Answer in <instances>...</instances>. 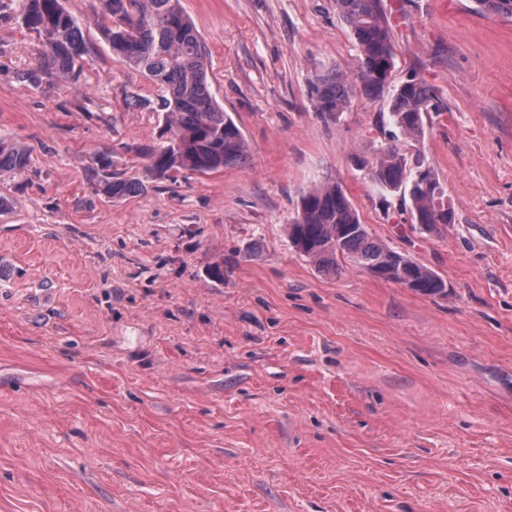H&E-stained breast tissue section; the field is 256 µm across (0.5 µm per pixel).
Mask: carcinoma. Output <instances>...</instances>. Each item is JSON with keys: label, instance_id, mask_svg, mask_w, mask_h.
Listing matches in <instances>:
<instances>
[{"label": "carcinoma", "instance_id": "carcinoma-1", "mask_svg": "<svg viewBox=\"0 0 512 512\" xmlns=\"http://www.w3.org/2000/svg\"><path fill=\"white\" fill-rule=\"evenodd\" d=\"M11 2L22 25L38 35L43 48L41 69L23 74V79L36 83L43 73L75 77L90 49L64 0ZM476 2L484 14L512 18V0ZM102 5L111 18L102 35L112 54L161 89L155 111L162 113L166 138L158 146L143 149L149 159L144 179L114 172L112 161L100 157L94 174L97 191L120 200L146 192L153 178H169L181 170L208 173L244 164L250 154L248 140L210 92L208 54L180 0H102ZM336 9L354 35L358 64L351 74L332 68L313 84L315 107L330 121L340 120L356 94L380 100L393 66L391 37L378 0H336ZM434 107L433 91L417 74H411L389 99L390 129L384 131V141L373 156L361 160L366 176L381 191L409 200L411 229L419 233L437 232L454 221L443 186L421 148L423 117ZM414 143V152L405 151V146ZM29 166L27 149L0 139V172L21 174ZM289 240L298 253L323 269L336 272L345 262L386 280L391 271L400 270L403 275L393 282H409L410 290L429 297L447 295L446 281L440 275L372 237L334 181L303 191L289 225Z\"/></svg>", "mask_w": 512, "mask_h": 512}]
</instances>
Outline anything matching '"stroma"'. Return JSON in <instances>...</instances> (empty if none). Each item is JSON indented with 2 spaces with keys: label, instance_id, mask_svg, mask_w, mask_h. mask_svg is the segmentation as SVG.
<instances>
[{
  "label": "stroma",
  "instance_id": "35a3bbf8",
  "mask_svg": "<svg viewBox=\"0 0 512 512\" xmlns=\"http://www.w3.org/2000/svg\"><path fill=\"white\" fill-rule=\"evenodd\" d=\"M181 4L250 157L120 201L92 171L143 172L159 88L99 0H65L78 79L24 81L40 41L0 10V138L31 155L0 172V512H512V18L381 0L389 87L437 97L424 151L455 222L420 234L353 160L386 101L315 108L316 76L357 64L336 0ZM325 178L447 295L297 253Z\"/></svg>",
  "mask_w": 512,
  "mask_h": 512
}]
</instances>
